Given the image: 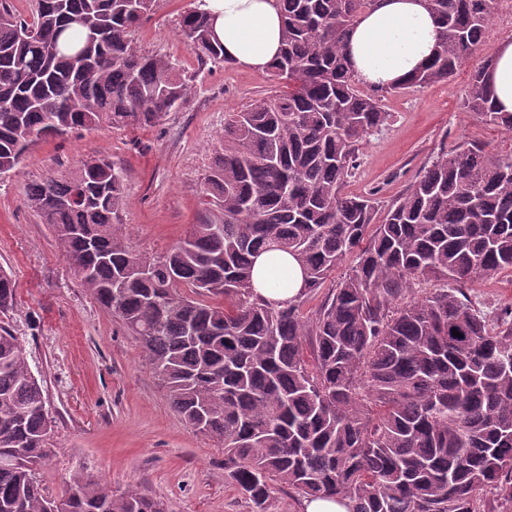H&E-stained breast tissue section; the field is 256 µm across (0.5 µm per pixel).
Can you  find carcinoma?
I'll use <instances>...</instances> for the list:
<instances>
[{"mask_svg": "<svg viewBox=\"0 0 512 512\" xmlns=\"http://www.w3.org/2000/svg\"><path fill=\"white\" fill-rule=\"evenodd\" d=\"M279 2L269 74L288 91L228 115L204 187L217 212L184 241L162 256L132 246L123 176L105 159L30 185L31 205L82 286L138 338L174 410L224 445V472L256 512L276 484L347 499L350 512H512V311L492 322L465 293L512 269V154L453 146L378 217L375 198L345 190L362 142L389 120L391 89H360L346 56L375 0ZM155 3L31 0L24 16L0 0V175L43 139L154 126L188 102L175 65L134 41ZM426 4L440 40L400 89L448 81L483 44L493 0ZM179 28L197 56L226 61L207 12ZM491 65L474 67L464 107L512 132L491 102ZM272 250L303 269L283 305L253 292V258ZM349 257L307 323L302 300ZM14 301L0 270V313ZM51 431L42 385L0 327V512H166L82 473L48 496L34 465L53 452Z\"/></svg>", "mask_w": 512, "mask_h": 512, "instance_id": "carcinoma-1", "label": "carcinoma"}]
</instances>
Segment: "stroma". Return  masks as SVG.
Masks as SVG:
<instances>
[{"label": "stroma", "instance_id": "1", "mask_svg": "<svg viewBox=\"0 0 512 512\" xmlns=\"http://www.w3.org/2000/svg\"><path fill=\"white\" fill-rule=\"evenodd\" d=\"M195 0H157L135 33L144 51L175 62L192 94L187 105L152 127H102L49 138L0 178V267L16 288L13 310L0 326L21 344L41 382L52 420L53 455L37 465L50 496L83 473L163 501L168 512H254L224 471V450L174 411L165 388L129 336L83 288L43 224L25 188L110 157L128 189L122 231L140 251L164 254L209 208L203 183L220 149L226 113L282 92L269 74L196 56L179 19ZM473 62L447 82L386 94L390 118L367 137L346 188L388 204L436 159L441 148L482 143L494 155L512 153V135L462 106ZM467 295L488 318L512 306V273L476 281Z\"/></svg>", "mask_w": 512, "mask_h": 512}]
</instances>
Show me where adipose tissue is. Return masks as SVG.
Masks as SVG:
<instances>
[{
  "instance_id": "adipose-tissue-1",
  "label": "adipose tissue",
  "mask_w": 512,
  "mask_h": 512,
  "mask_svg": "<svg viewBox=\"0 0 512 512\" xmlns=\"http://www.w3.org/2000/svg\"><path fill=\"white\" fill-rule=\"evenodd\" d=\"M213 17L224 55L238 66L266 72L282 48V16L277 0H204ZM440 27L424 0H378L366 10L350 36L353 73L368 86L406 82L431 59ZM487 80L500 112L512 113V41L500 42ZM252 281L257 296L286 302L301 293L304 280L290 254L274 250L255 259Z\"/></svg>"
}]
</instances>
